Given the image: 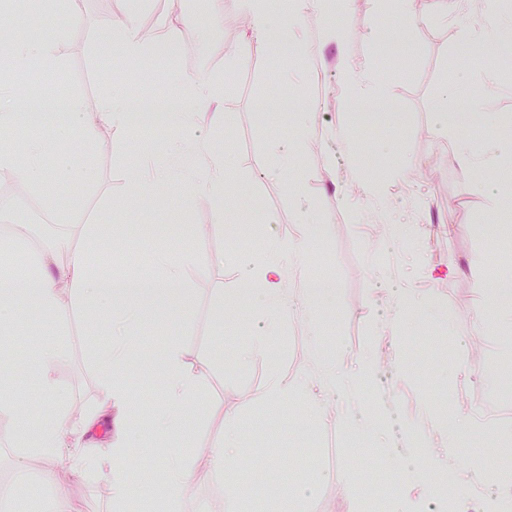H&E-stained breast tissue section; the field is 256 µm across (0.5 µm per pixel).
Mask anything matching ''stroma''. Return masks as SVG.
Returning a JSON list of instances; mask_svg holds the SVG:
<instances>
[{
  "label": "stroma",
  "instance_id": "35a3bbf8",
  "mask_svg": "<svg viewBox=\"0 0 512 512\" xmlns=\"http://www.w3.org/2000/svg\"><path fill=\"white\" fill-rule=\"evenodd\" d=\"M512 0H427L412 15L387 8L386 0H340L292 20L278 19V39L257 52L239 0H84L79 20L67 9L41 14L28 0L23 16H12V32L30 31L60 44L64 64L40 70L43 87L94 110L109 91L132 103L173 95L179 75L206 73L224 83L227 125L196 116L182 127L162 122L157 132L128 126L123 136L74 135L72 155L87 163L78 182L55 179L56 160L44 153L42 185L0 177V239L13 222L31 224L32 243L60 228L73 246L83 243L84 224H106L115 237L104 272L138 275L140 259L156 250L171 258L198 245L202 254L186 271L187 310L155 300L139 339L140 354L128 363L130 392L142 409L157 407L166 379L161 360L169 337H179L190 363H206V387L182 413L186 429L173 436L157 423L133 433L130 512H150L171 463V449L197 461L196 484L184 512H345L362 481L360 468L392 474L394 498L414 512H436L432 493L411 489L406 474L416 464L405 437L421 429L428 456L441 457L439 431L451 417L467 440L453 454L469 512H507L477 449L512 426V179L490 195L477 166L464 161L457 141L486 158L512 144V39L486 46L474 64L463 61L464 37H479ZM133 17L146 40L167 34L182 47L167 60L125 58L103 39L107 21ZM288 95L302 101L306 123L270 111ZM481 101L480 112L449 113L448 132L437 105L443 96ZM223 152L225 190L230 197L223 224H215V202L173 186L136 198L130 175L149 152L162 154L196 143ZM297 150L294 170L304 177L303 199L284 187L278 162ZM66 196L67 206L46 212V194ZM323 228L322 240L282 274V288L299 295L312 275L325 273L334 294L314 307L288 310V333L267 357L242 359L248 337L262 334L255 300L261 280L243 283V253L267 250L276 238L301 235L304 222ZM414 302L417 336L399 334L407 302ZM132 299L110 307L111 323L94 307L73 306L64 320L33 308L22 310L17 330L0 334V364L13 376L12 392L30 405V415L0 414V482L14 505L43 512L56 498L41 480L63 472L67 453L50 458L21 455L16 441L52 408L37 384V345L63 347L54 371L58 397L74 413L89 412L106 399L94 357L120 327ZM334 355L341 381L327 392L315 374L319 357ZM278 369L285 378L305 376L302 389L271 408L255 394ZM319 417H312L314 406ZM309 427L300 430L303 413ZM235 418L225 431L226 415ZM372 428L371 447L389 448L391 460L350 449L351 425ZM230 440L237 453L223 475L205 461L210 445ZM313 490L298 497L303 485Z\"/></svg>",
  "mask_w": 512,
  "mask_h": 512
}]
</instances>
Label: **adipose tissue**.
Returning <instances> with one entry per match:
<instances>
[{
    "instance_id": "adipose-tissue-1",
    "label": "adipose tissue",
    "mask_w": 512,
    "mask_h": 512,
    "mask_svg": "<svg viewBox=\"0 0 512 512\" xmlns=\"http://www.w3.org/2000/svg\"><path fill=\"white\" fill-rule=\"evenodd\" d=\"M108 43L116 47L126 58L141 60L172 54L177 44L169 37H158L146 42L135 22L129 21L108 29ZM179 85L184 96L196 113L211 116L223 122L222 104L224 85L220 79L203 75H186ZM69 122L57 132L58 141H66L72 130H79L85 137H92L101 127L122 130L129 115L128 106L115 94L102 96L94 111L85 110L78 99L67 103ZM45 146L33 141L27 159H19L10 149H0V174L15 175L31 184L43 179L39 157ZM138 180L144 190L179 183L191 187L193 195H208L217 199L224 196V156L218 152L199 149L193 163L173 166L151 157L145 160ZM307 243L306 237L277 239L270 250L261 254H246L241 263L245 279L262 278L266 282L264 306L269 321V333L251 338L247 354L263 356L270 337L282 335L288 327V303L284 299L276 279L283 267L300 254ZM125 287L112 285L101 276L97 257L89 250L73 251L68 238L44 241L30 250L22 280L12 277L0 279V330L9 331L21 316L19 300H27L33 307L52 318L65 314L67 305L82 304L100 298L114 299L125 294ZM140 317H132L126 323L121 336L101 351L96 364L106 387L104 408L82 416H73L66 405H59L38 426L32 436L21 437L19 445L29 456H53L61 449H71L68 471L72 479L79 480L93 474H103L107 493L116 512H124L132 497L131 479L127 461L131 443L126 433H105L91 443L86 435L101 418L112 415L113 407H121L133 413L130 386L124 365L136 351V338L140 333ZM166 389L156 413L165 421L175 422L176 415L188 403L194 401L202 390V366L189 365L186 350L179 338H172L164 352ZM196 474V463L176 458L171 466L164 489L167 512H180L184 500L191 494Z\"/></svg>"
}]
</instances>
